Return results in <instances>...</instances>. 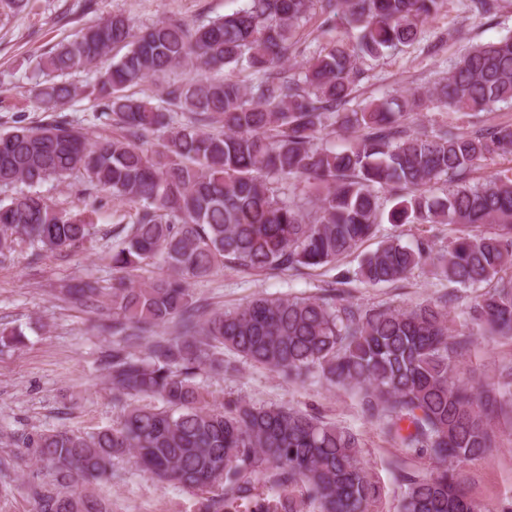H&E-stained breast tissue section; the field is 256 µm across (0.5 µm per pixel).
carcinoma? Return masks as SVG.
Masks as SVG:
<instances>
[{
	"label": "carcinoma",
	"mask_w": 512,
	"mask_h": 512,
	"mask_svg": "<svg viewBox=\"0 0 512 512\" xmlns=\"http://www.w3.org/2000/svg\"><path fill=\"white\" fill-rule=\"evenodd\" d=\"M446 0H245L238 9L190 26L163 19L139 31L112 14L32 59L42 76L33 95L41 112H60L82 95L92 120L118 125L112 138L89 137L61 116L0 133V257L27 241L41 251L84 243L96 202L68 207L34 190L75 173L136 204L125 238L111 250L112 288L86 282L76 302L112 309V388L117 396L157 397L132 405L121 422L90 433L43 431L21 444L52 467L48 484L28 490L37 512H111L83 493L127 457L148 478L203 496L196 512H372L382 487L351 431L288 406L235 402L215 407L196 377L228 370L217 349L288 378L318 375L350 385L362 409L407 451L438 466L404 478L401 512H478L456 467L496 447L491 419L512 399V365L494 391L459 377L471 333L448 327V301L412 309L362 308L322 297H257L233 311L201 316L189 284L233 264L255 272H301L336 264L381 224L484 227L444 250L420 237H387L354 271L371 287L396 284L428 266L441 280L488 290L467 303L466 320L512 339V170L469 184L472 168L512 156V123L462 132L451 123L419 131L412 113L443 107L456 118L512 104V36L475 45L433 88L348 108L364 65L420 43ZM480 16L500 0H470ZM320 19L327 46L300 73L284 65L301 51L299 30ZM122 45L106 69L99 61ZM250 70L248 83L226 68ZM193 68L168 82L151 104L128 93L140 82ZM95 71L78 87L76 72ZM347 134L338 147L330 138ZM162 134L159 148L145 145ZM445 183L435 193L431 187ZM168 274L135 283L129 275L155 258ZM177 335L159 336L169 324Z\"/></svg>",
	"instance_id": "1"
}]
</instances>
